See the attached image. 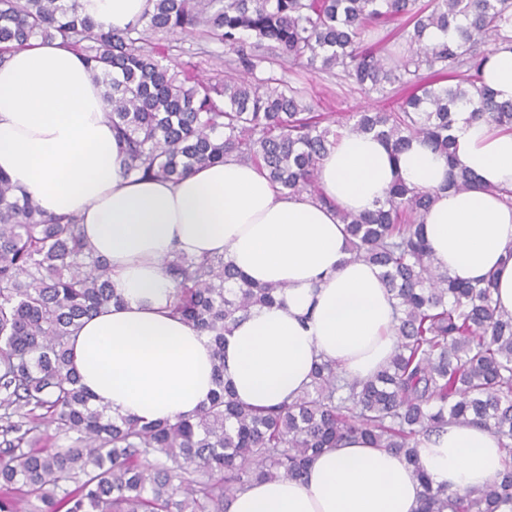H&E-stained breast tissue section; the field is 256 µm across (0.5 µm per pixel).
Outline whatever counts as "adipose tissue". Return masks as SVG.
I'll return each instance as SVG.
<instances>
[{
    "instance_id": "obj_1",
    "label": "adipose tissue",
    "mask_w": 512,
    "mask_h": 512,
    "mask_svg": "<svg viewBox=\"0 0 512 512\" xmlns=\"http://www.w3.org/2000/svg\"><path fill=\"white\" fill-rule=\"evenodd\" d=\"M115 28L136 22L147 0H83ZM498 100L512 101V44L483 71ZM452 157L413 140L400 153L371 134L341 132L323 157L321 204L274 185L257 166L229 157L178 182L123 172L124 156L103 112L102 88L82 54L52 44L13 51L0 65V171L50 215H73L109 263L119 304L85 321L72 363L94 405L143 422L191 416L215 388L207 336L170 315L174 288L163 261L175 253L223 255L250 279L285 287L227 333L224 378L264 407L296 396L315 363L331 361L364 381L393 355L394 301L379 267L351 259L336 213L363 214L390 185L434 191L424 216L432 260L454 279L494 275V300L512 313V131L455 114ZM478 187L446 189L449 167ZM434 485L478 490L504 470L490 430L451 423L420 438ZM420 488L403 457L362 439L324 450L300 480L262 481L237 492L227 512H417Z\"/></svg>"
}]
</instances>
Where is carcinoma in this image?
Masks as SVG:
<instances>
[{"label":"carcinoma","mask_w":512,"mask_h":512,"mask_svg":"<svg viewBox=\"0 0 512 512\" xmlns=\"http://www.w3.org/2000/svg\"><path fill=\"white\" fill-rule=\"evenodd\" d=\"M398 21L412 27L408 55L388 60L364 44L368 27ZM450 27L455 39L424 41L427 29ZM174 33L224 44L250 74L278 55L338 68L369 94L395 84L411 92L393 110L338 121L284 74L212 83L162 63L151 37ZM36 39L84 56L127 176L177 182L233 155L330 206L317 171L338 125L394 153L421 139L449 158L446 188L469 190L475 177L451 161L452 112L465 102L471 119L512 129V101H498L482 76L484 46L512 43V0H148L123 29L80 0H0V63ZM447 77L455 85L438 86ZM432 199L398 181L375 211L339 213L352 260L378 266L396 301L394 354L364 382L317 363L306 388L274 407L246 404L224 380V334L285 285L252 282L222 254L166 260L172 313L210 338L215 389L192 417L143 423L92 407L71 362L83 321L121 301L107 262L76 218L44 213L0 173V512H227L236 492L300 479L320 452L353 437L404 456L420 483L419 512H512L511 462L482 490L461 493L433 485L417 456V437L455 420L489 428L512 457V314L494 303L493 275L462 283L432 265L423 233ZM50 427L72 445L36 447Z\"/></svg>","instance_id":"carcinoma-1"}]
</instances>
